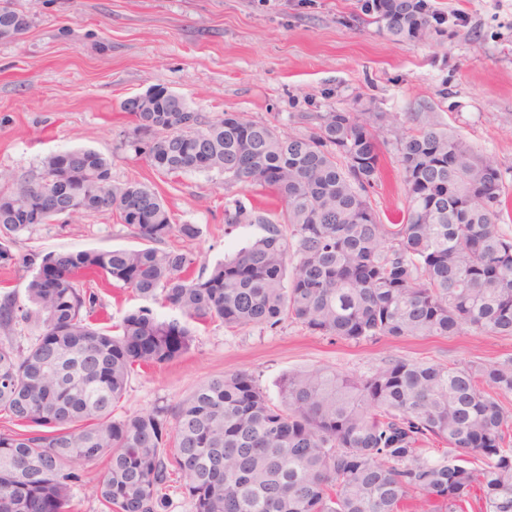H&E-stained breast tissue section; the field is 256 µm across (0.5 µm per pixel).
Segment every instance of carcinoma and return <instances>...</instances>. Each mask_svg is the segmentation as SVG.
Wrapping results in <instances>:
<instances>
[{"mask_svg": "<svg viewBox=\"0 0 512 512\" xmlns=\"http://www.w3.org/2000/svg\"><path fill=\"white\" fill-rule=\"evenodd\" d=\"M360 2L395 42L441 32L427 0ZM25 17L0 0V26L25 32ZM122 110L134 120L125 144L156 171L218 172L270 189L284 209L273 219L237 201L225 208V226L262 224L265 234L196 273L192 253L158 245L199 229L174 223L146 185L112 182L98 152L49 155L36 178L0 192V267L31 272L26 301L0 296V416L21 427L0 432V512H69L82 481L75 462L101 458L93 494L107 512H165L173 471L193 512H399L412 496L458 512L474 491L479 512H512V409L501 401L512 394V358L398 359L363 376L312 369L282 379L278 405L241 371L201 382L170 413L112 418L135 369L190 349L191 322L272 328L288 318L353 342L466 327L512 336V235L500 228L512 211L497 162L437 122L410 130L398 144L406 206L385 224L369 197L384 113L303 114L311 131L285 135L232 112L207 120L168 98L144 111L130 97ZM55 200L72 213L117 212L146 247L15 252L22 235L62 218ZM89 276L180 317L140 306L114 335L91 321ZM31 326L38 335L24 346ZM432 441L448 447L442 458L422 454Z\"/></svg>", "mask_w": 512, "mask_h": 512, "instance_id": "obj_1", "label": "carcinoma"}]
</instances>
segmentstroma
I'll return each instance as SVG.
<instances>
[{
	"label": "stroma",
	"mask_w": 512,
	"mask_h": 512,
	"mask_svg": "<svg viewBox=\"0 0 512 512\" xmlns=\"http://www.w3.org/2000/svg\"><path fill=\"white\" fill-rule=\"evenodd\" d=\"M445 13L443 35L398 43L364 24L359 0H16L32 23L0 43V171L31 178L45 156L84 148L109 159L115 182L138 181L163 198L178 224L199 229L170 246L213 265L264 233L259 224L226 227L234 201L279 212L268 190L219 173L165 175L123 141L132 122L122 102L153 88L184 97L205 119L236 112L305 132L304 113L382 112L381 173L370 191L384 220L400 217L406 186L396 143L433 120L492 156L512 197V0H432ZM117 214L76 215L19 238L20 253L139 247ZM98 317L120 323L141 297L115 282L91 281ZM179 359L131 375L112 411L120 419L174 409L202 381L252 373L270 399L279 381L314 368L345 375L383 363H494L512 357V337L380 338L360 343L311 334L284 320L275 328L194 325Z\"/></svg>",
	"instance_id": "1"
}]
</instances>
